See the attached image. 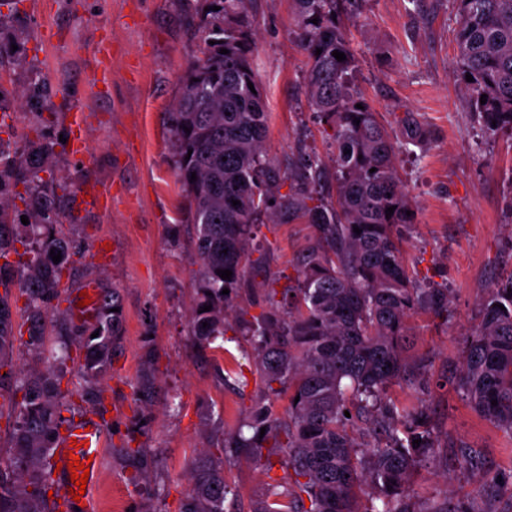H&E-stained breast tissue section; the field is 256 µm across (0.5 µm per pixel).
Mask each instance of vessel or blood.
<instances>
[{"mask_svg": "<svg viewBox=\"0 0 512 512\" xmlns=\"http://www.w3.org/2000/svg\"><path fill=\"white\" fill-rule=\"evenodd\" d=\"M105 446L104 435L95 421L89 420L85 423L83 431H75L68 429L60 438V449L58 456L61 460L63 470L62 485L63 487H71V474L68 470L71 456H79L80 459L90 460V472L88 482L86 484L87 492L82 495L80 502L85 508H92L91 490L99 485L102 477L103 461L102 453Z\"/></svg>", "mask_w": 512, "mask_h": 512, "instance_id": "1", "label": "vessel or blood"}]
</instances>
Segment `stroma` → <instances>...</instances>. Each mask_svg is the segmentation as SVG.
<instances>
[{
  "label": "stroma",
  "mask_w": 512,
  "mask_h": 512,
  "mask_svg": "<svg viewBox=\"0 0 512 512\" xmlns=\"http://www.w3.org/2000/svg\"><path fill=\"white\" fill-rule=\"evenodd\" d=\"M205 0H5L0 5V140L44 134L55 140L50 167L63 190L57 222L76 250L60 284L59 307L83 326L75 302L88 283L117 288L124 339L97 386L109 412L82 398L85 379L68 363L60 412L68 422L92 419L105 435L103 473L94 492L100 512H180L190 463L237 432L260 395L253 365L242 359L241 320L259 316L269 290L292 285L295 259L312 242L299 216H262L244 283L234 293L241 318L228 319L219 347L198 349L189 319L200 261L191 200L177 181L170 122L181 79L200 55ZM251 62L268 112L266 157L288 194L304 154L321 158L323 193L336 196L331 141L307 95V58L299 47L293 0H250ZM358 60L357 85L392 138L413 113L426 128L423 158L396 154L398 176L414 208L402 230V252L414 284L448 291V311L416 308L408 319L415 384L391 385L385 400L427 408L436 448L410 480V512H512V491L486 488L483 472L512 476V434L478 415L457 385L463 350L491 290L512 272V137L491 134L472 109L454 69L456 0H362L344 18ZM109 78H93L99 60ZM84 114V149L73 153L70 115ZM109 195L108 205L89 191ZM111 246L100 256V242ZM157 352L160 386L153 407L134 401L140 355ZM154 464L132 483V447ZM478 455L461 462L462 449ZM236 494L227 512H253L272 484L292 470L243 459L225 463Z\"/></svg>",
  "instance_id": "stroma-1"
}]
</instances>
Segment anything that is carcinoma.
<instances>
[{"mask_svg":"<svg viewBox=\"0 0 512 512\" xmlns=\"http://www.w3.org/2000/svg\"><path fill=\"white\" fill-rule=\"evenodd\" d=\"M294 2L300 46L308 57L310 105L330 128L334 144L336 201L316 196L323 177L317 156L298 167L291 193L273 195L275 176L263 154L268 113L250 62L247 0H208V6L220 10L205 14L203 56L188 68L170 113L175 174L192 200L201 263L190 319L200 348L224 336L235 305L222 290L241 287L253 228L262 214L273 207L298 213L315 237L298 258L296 286L281 293L270 290L267 310L241 323L250 346L246 355L262 387L245 423L253 434L246 437L240 430L227 435L217 444L219 454L194 458L182 512H225L224 502L234 494L224 476L228 451L268 470L271 456L280 454L295 475L292 490L272 489L255 512H359L355 488L366 482L378 489L381 512H409L400 498L432 454L435 440L420 423L428 418L426 409L399 411L383 395L394 382L412 383L419 375L420 368L404 355L410 344L409 314L417 307H447L448 291L416 288L408 276L400 235L413 216L406 215L411 205L395 166L396 142L356 84L357 60L339 20L342 0ZM455 40L456 70L473 78L466 88L475 112L489 132L512 135V0H458ZM222 49L229 53H220ZM335 50L346 60L337 61ZM356 118L360 123H354ZM400 128L405 151L425 148L427 135L414 115L405 114ZM52 152L53 143L40 135L23 144L19 159L0 144V195L19 183L36 186L33 222L24 231L0 208V390L12 394L11 448L19 473L15 482L0 478V512H44L42 503L52 488L49 460L65 423L57 402L60 367L78 355L90 384L85 401L99 407L96 381L112 365L123 336L121 294L104 288L92 328L63 327L69 339L45 354L49 329L58 324L53 302L75 255L70 239L55 224L58 184L47 167ZM41 172L48 177L39 176ZM235 200L240 204L233 205ZM391 206L395 210L388 218ZM355 226L362 232L355 233ZM18 242L27 255L20 271L8 260L18 253ZM52 250L61 252L60 262H53ZM226 269L232 271L229 280L217 274ZM16 284L26 314L21 328L11 311ZM206 305L211 310L201 311ZM96 331L99 335L91 337ZM18 343L43 366L16 369ZM155 363L154 351L146 348L135 391V401L145 407L152 405L158 388ZM460 387L477 414L512 433V274L499 282L483 307L481 322L467 342ZM285 392L288 412L280 417L266 400ZM352 396L359 412L381 413L382 431L402 423L407 441L395 437L360 451L345 416ZM417 439L421 443L416 447L412 442Z\"/></svg>","mask_w":512,"mask_h":512,"instance_id":"cac0c4a2","label":"carcinoma"}]
</instances>
